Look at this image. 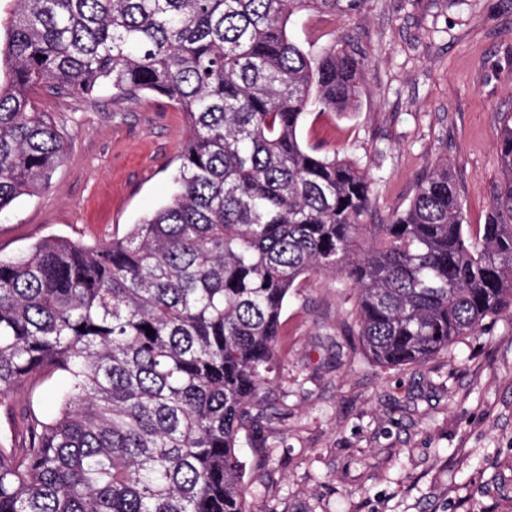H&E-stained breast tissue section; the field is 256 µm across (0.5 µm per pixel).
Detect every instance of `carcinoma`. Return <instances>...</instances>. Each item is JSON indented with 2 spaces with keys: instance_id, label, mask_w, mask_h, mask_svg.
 <instances>
[{
  "instance_id": "obj_1",
  "label": "carcinoma",
  "mask_w": 512,
  "mask_h": 512,
  "mask_svg": "<svg viewBox=\"0 0 512 512\" xmlns=\"http://www.w3.org/2000/svg\"><path fill=\"white\" fill-rule=\"evenodd\" d=\"M364 0H14L0 42V212L50 184L67 139L40 98H166L189 136L170 202L96 246L0 259V512H251L241 432L276 384L303 279L356 294L362 352L421 365L512 307V112L486 222L465 224L448 162L381 224L373 181L299 137L349 112L365 57L303 46L308 12ZM152 334H147V330ZM63 374L55 418L30 402Z\"/></svg>"
}]
</instances>
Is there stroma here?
Segmentation results:
<instances>
[{
  "label": "stroma",
  "instance_id": "1",
  "mask_svg": "<svg viewBox=\"0 0 512 512\" xmlns=\"http://www.w3.org/2000/svg\"><path fill=\"white\" fill-rule=\"evenodd\" d=\"M290 32L348 39L367 59L356 109L308 115L300 137L368 172L369 223L405 208L442 159L467 223L485 222L499 115L512 112V0H365ZM43 106L68 153L47 188L0 214V258L51 237L124 236L169 199L188 135L156 94ZM354 303L329 276L288 300L274 419L245 431L252 512H512V308L425 364L384 370L361 352Z\"/></svg>",
  "mask_w": 512,
  "mask_h": 512
}]
</instances>
